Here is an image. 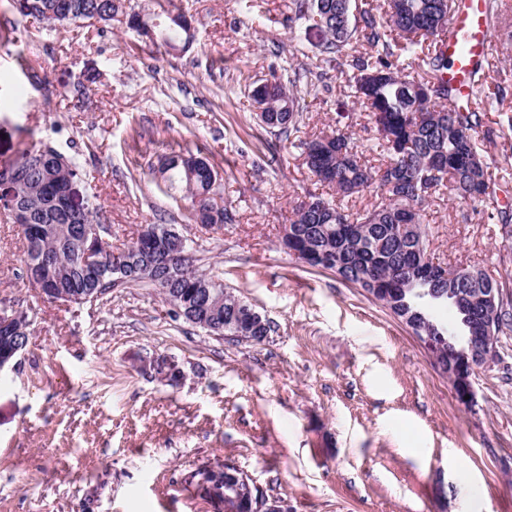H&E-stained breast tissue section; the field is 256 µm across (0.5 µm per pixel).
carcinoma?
Segmentation results:
<instances>
[{
  "instance_id": "1",
  "label": "carcinoma",
  "mask_w": 512,
  "mask_h": 512,
  "mask_svg": "<svg viewBox=\"0 0 512 512\" xmlns=\"http://www.w3.org/2000/svg\"><path fill=\"white\" fill-rule=\"evenodd\" d=\"M120 10L121 0H26L21 6L25 19L53 27L87 22L110 27ZM290 10L291 24L308 26L313 16L321 18L327 40L319 61L304 68V74L319 81L326 65L353 71L354 98L366 108L367 127L376 132L381 159L376 164L366 159L353 134L340 129L299 141L303 164L317 182L336 192V201L308 193L295 208L282 248L333 258L340 277L366 293L376 278L387 279L380 287L393 289V309L428 321L458 346L489 322L493 336H499L512 324V302L504 300L502 284L469 268L451 287L429 273L433 258L423 212L444 187L454 200L494 210L503 241L512 243V214L499 206L498 184L477 143L483 99L474 95L470 107L461 111L443 79L448 58L440 43L448 32L451 0H380L375 8L359 6L356 0H291ZM186 23L173 0H153L150 12L128 19L130 28L166 54L192 43L194 35ZM360 42L367 44L368 52H357ZM417 68L423 74L415 73ZM297 81V73L288 79L274 74L264 90L268 114L258 120L275 138L267 145L273 161L277 144L293 143L302 122L291 89ZM57 156L63 153L51 146L27 145L14 196H0V215L9 216L14 204L30 210V231L24 240L25 257L37 264L32 278H51L61 294L59 301L70 303L76 295L98 297L114 284L110 277L92 281L84 275L79 241L99 224L100 208L78 213L62 202L60 193L69 182L81 180L84 168L75 156L66 157V164L59 167ZM152 173L159 190L186 212L189 221H237L235 208L218 204L220 175L200 152L187 147L166 154ZM367 192L374 200L353 210L350 201ZM147 228L140 225L126 250L133 263L124 283L158 284L164 299L182 307L186 322L203 330L220 327L225 336L245 335L237 329L238 295L224 292V273L199 269L191 256L181 263H166L169 249L190 252L188 240L152 244L145 239ZM474 274L498 294L493 317L476 301L478 293L470 286ZM373 297L384 308L391 302L380 293ZM434 306L453 308L455 326L437 321L431 313Z\"/></svg>"
}]
</instances>
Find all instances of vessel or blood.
I'll use <instances>...</instances> for the list:
<instances>
[{
    "label": "vessel or blood",
    "mask_w": 512,
    "mask_h": 512,
    "mask_svg": "<svg viewBox=\"0 0 512 512\" xmlns=\"http://www.w3.org/2000/svg\"><path fill=\"white\" fill-rule=\"evenodd\" d=\"M449 24L450 34L443 44L448 58L444 78L454 102L463 106L471 99L475 67L487 61L491 54L492 32L485 0H455Z\"/></svg>",
    "instance_id": "vessel-or-blood-1"
}]
</instances>
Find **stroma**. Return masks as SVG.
Wrapping results in <instances>:
<instances>
[{"label": "stroma", "mask_w": 512, "mask_h": 512, "mask_svg": "<svg viewBox=\"0 0 512 512\" xmlns=\"http://www.w3.org/2000/svg\"><path fill=\"white\" fill-rule=\"evenodd\" d=\"M178 2L195 40L162 55L126 25L41 31L20 0H0V167L33 140L80 150L78 190L113 246L143 224L175 226L273 332L262 344L208 335L141 283L91 304L48 301L22 277L19 226L0 220V300L34 314L18 364L0 372V512H218L190 477L227 460L290 512H512V329L474 377L475 405H462L404 323L279 249L306 193L335 192L289 143L268 160L249 86L303 69L324 34L289 27V0ZM351 75L300 78L299 135L349 131L367 154ZM86 81L78 111L65 93ZM480 84L477 142L512 205V44ZM185 146L222 176L238 223H189L155 187L149 164ZM424 222L436 261L481 268L512 299V248L481 207L440 195ZM158 356L183 367L180 385L144 370Z\"/></svg>", "instance_id": "1"}]
</instances>
